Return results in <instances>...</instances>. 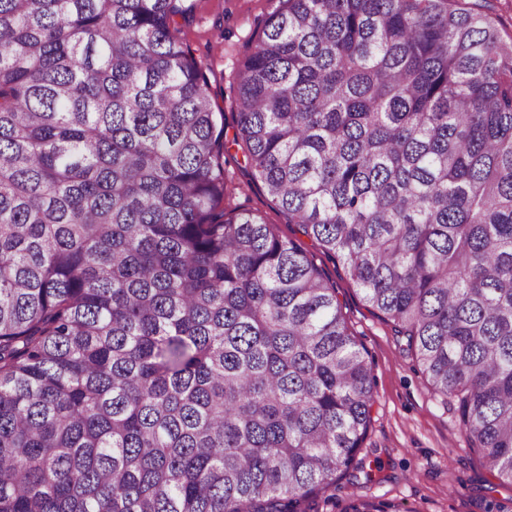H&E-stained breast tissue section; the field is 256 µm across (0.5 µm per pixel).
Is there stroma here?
Returning <instances> with one entry per match:
<instances>
[{
	"mask_svg": "<svg viewBox=\"0 0 512 512\" xmlns=\"http://www.w3.org/2000/svg\"><path fill=\"white\" fill-rule=\"evenodd\" d=\"M276 0H197L181 36L209 78L210 99L235 126L234 89L240 63ZM224 168L237 187L235 204L276 225L313 255L339 290L349 325L364 348L374 376L372 423L358 454L365 473L337 481L317 498L320 512H347L352 503L390 505L392 512H487L497 503L512 512V487L484 466L480 452L458 422L451 400L436 394L417 364L402 349L391 323L373 314L347 271L285 223L270 198L258 189L252 170L235 144L224 150Z\"/></svg>",
	"mask_w": 512,
	"mask_h": 512,
	"instance_id": "1",
	"label": "stroma"
}]
</instances>
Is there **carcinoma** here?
<instances>
[{"label":"carcinoma","instance_id":"obj_1","mask_svg":"<svg viewBox=\"0 0 512 512\" xmlns=\"http://www.w3.org/2000/svg\"><path fill=\"white\" fill-rule=\"evenodd\" d=\"M254 181L512 486V41L464 0H277ZM195 0H0V512H311L374 376L336 285L231 206Z\"/></svg>","mask_w":512,"mask_h":512}]
</instances>
